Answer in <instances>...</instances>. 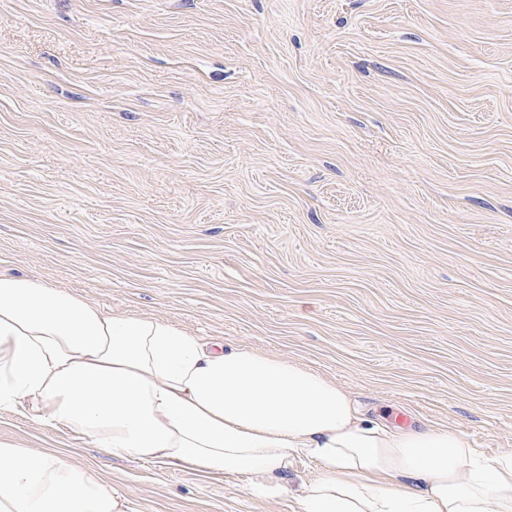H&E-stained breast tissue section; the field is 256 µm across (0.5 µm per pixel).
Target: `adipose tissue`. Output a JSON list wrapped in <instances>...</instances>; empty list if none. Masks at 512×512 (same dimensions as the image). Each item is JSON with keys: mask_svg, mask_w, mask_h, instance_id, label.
I'll use <instances>...</instances> for the list:
<instances>
[{"mask_svg": "<svg viewBox=\"0 0 512 512\" xmlns=\"http://www.w3.org/2000/svg\"><path fill=\"white\" fill-rule=\"evenodd\" d=\"M29 403L113 454L279 486L296 455L302 512H512V453L461 434L391 430L303 364L223 350L154 316L115 314L0 274V410ZM0 512H126L94 470L0 442Z\"/></svg>", "mask_w": 512, "mask_h": 512, "instance_id": "1", "label": "adipose tissue"}]
</instances>
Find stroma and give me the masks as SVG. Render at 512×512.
<instances>
[{
    "mask_svg": "<svg viewBox=\"0 0 512 512\" xmlns=\"http://www.w3.org/2000/svg\"><path fill=\"white\" fill-rule=\"evenodd\" d=\"M0 272L512 452V0H0ZM126 512H300L0 411Z\"/></svg>",
    "mask_w": 512,
    "mask_h": 512,
    "instance_id": "obj_1",
    "label": "stroma"
}]
</instances>
